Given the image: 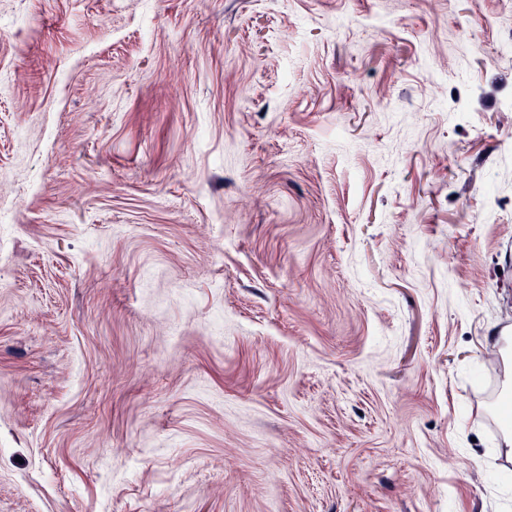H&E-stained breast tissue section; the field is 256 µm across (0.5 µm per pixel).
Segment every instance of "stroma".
<instances>
[{
	"label": "stroma",
	"mask_w": 512,
	"mask_h": 512,
	"mask_svg": "<svg viewBox=\"0 0 512 512\" xmlns=\"http://www.w3.org/2000/svg\"><path fill=\"white\" fill-rule=\"evenodd\" d=\"M0 512H512V0H0Z\"/></svg>",
	"instance_id": "1"
}]
</instances>
